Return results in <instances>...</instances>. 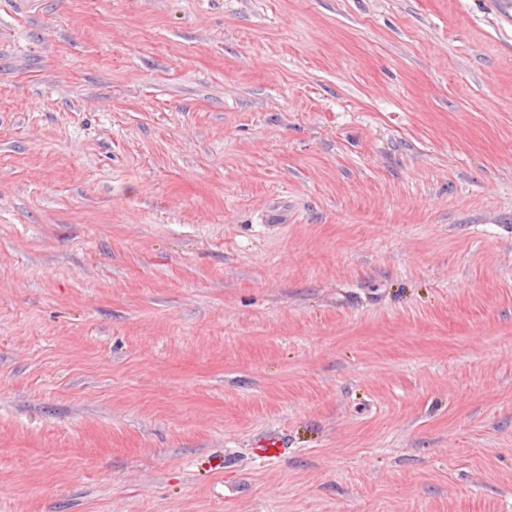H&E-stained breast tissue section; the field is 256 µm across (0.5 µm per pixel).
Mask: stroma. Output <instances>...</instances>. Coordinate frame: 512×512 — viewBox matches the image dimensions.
<instances>
[{"label":"stroma","instance_id":"stroma-1","mask_svg":"<svg viewBox=\"0 0 512 512\" xmlns=\"http://www.w3.org/2000/svg\"><path fill=\"white\" fill-rule=\"evenodd\" d=\"M505 0H0V512H512Z\"/></svg>","mask_w":512,"mask_h":512}]
</instances>
